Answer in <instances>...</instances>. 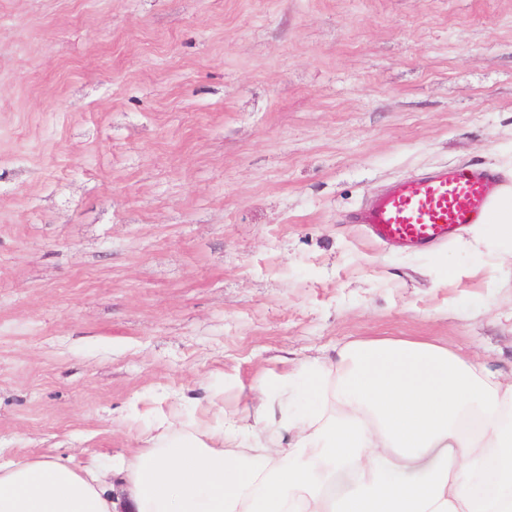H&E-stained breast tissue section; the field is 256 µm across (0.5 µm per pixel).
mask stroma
I'll use <instances>...</instances> for the list:
<instances>
[{"instance_id":"1","label":"stroma","mask_w":512,"mask_h":512,"mask_svg":"<svg viewBox=\"0 0 512 512\" xmlns=\"http://www.w3.org/2000/svg\"><path fill=\"white\" fill-rule=\"evenodd\" d=\"M512 160V0H0V448L107 467L353 343L512 380V265L348 214Z\"/></svg>"}]
</instances>
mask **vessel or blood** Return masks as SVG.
<instances>
[{
    "mask_svg": "<svg viewBox=\"0 0 512 512\" xmlns=\"http://www.w3.org/2000/svg\"><path fill=\"white\" fill-rule=\"evenodd\" d=\"M501 187L482 166H448L401 178L350 216L371 237L407 250L447 242L458 230L482 223Z\"/></svg>",
    "mask_w": 512,
    "mask_h": 512,
    "instance_id": "b4317fda",
    "label": "vessel or blood"
}]
</instances>
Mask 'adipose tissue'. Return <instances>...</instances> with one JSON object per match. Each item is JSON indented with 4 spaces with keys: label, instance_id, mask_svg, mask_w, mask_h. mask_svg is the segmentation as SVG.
<instances>
[{
    "label": "adipose tissue",
    "instance_id": "adipose-tissue-1",
    "mask_svg": "<svg viewBox=\"0 0 512 512\" xmlns=\"http://www.w3.org/2000/svg\"><path fill=\"white\" fill-rule=\"evenodd\" d=\"M512 244V185L455 247ZM302 373L241 425L161 417L119 472L41 457L0 464V512H512V381L435 345L356 344Z\"/></svg>",
    "mask_w": 512,
    "mask_h": 512
}]
</instances>
